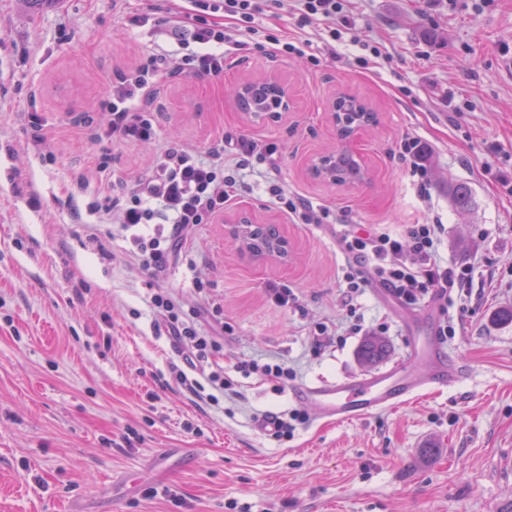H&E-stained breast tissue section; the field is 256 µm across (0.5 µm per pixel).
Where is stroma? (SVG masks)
Listing matches in <instances>:
<instances>
[{"mask_svg": "<svg viewBox=\"0 0 512 512\" xmlns=\"http://www.w3.org/2000/svg\"><path fill=\"white\" fill-rule=\"evenodd\" d=\"M147 7L0 0V512H512V324L491 319L512 306V194L498 182L512 174V0H350V31L335 53L317 39L305 55L225 47L222 79L168 73L150 91L153 141H98L85 116L164 41L153 25L130 24ZM377 43L384 57L358 67L362 46ZM271 67L294 107L248 122L231 105L232 87ZM338 91L379 114L355 146L363 184L309 172L336 146L326 102ZM32 113L47 133V164L31 146ZM238 135L276 146L277 179L324 213L322 223H295L267 180L246 174L220 216L182 232L190 264L155 279L123 260L116 223L80 224L71 213L69 198L94 199L100 153L112 156L113 181L131 184L169 142L202 151ZM408 136L430 159L423 204L400 157ZM452 181L471 187V212L453 208ZM241 214L281 226L288 264L238 249L227 222ZM340 217L392 234L441 223L442 266L474 267L467 298L449 302L444 338L469 375L397 409L327 425L294 399L296 386L364 373L358 351L372 335L390 346L386 366L420 368L410 339L439 322L403 314L370 285L354 302L362 330L349 331ZM271 282L290 288L298 306L272 302ZM156 288L223 325L216 360L237 397L210 407L171 378L176 348L146 304ZM323 327L333 342L317 343ZM253 361L286 364L297 377L238 373ZM294 410L307 422L293 437L261 428L265 416ZM150 487L152 499L143 495Z\"/></svg>", "mask_w": 512, "mask_h": 512, "instance_id": "obj_1", "label": "stroma"}]
</instances>
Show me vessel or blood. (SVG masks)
I'll list each match as a JSON object with an SVG mask.
<instances>
[{
  "mask_svg": "<svg viewBox=\"0 0 512 512\" xmlns=\"http://www.w3.org/2000/svg\"><path fill=\"white\" fill-rule=\"evenodd\" d=\"M412 349L426 363L423 373L396 366L342 381L307 384L297 388L294 397L311 406L318 419L342 424L398 408L420 392L444 390L466 378V370L436 337H413Z\"/></svg>",
  "mask_w": 512,
  "mask_h": 512,
  "instance_id": "obj_1",
  "label": "vessel or blood"
}]
</instances>
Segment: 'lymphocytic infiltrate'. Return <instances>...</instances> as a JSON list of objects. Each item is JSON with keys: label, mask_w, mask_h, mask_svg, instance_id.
<instances>
[{"label": "lymphocytic infiltrate", "mask_w": 512, "mask_h": 512, "mask_svg": "<svg viewBox=\"0 0 512 512\" xmlns=\"http://www.w3.org/2000/svg\"><path fill=\"white\" fill-rule=\"evenodd\" d=\"M345 7L346 0H154L138 21L169 26L176 47L157 49L122 76L99 102L98 138L153 140L156 132L153 113L144 103L146 94L172 71L220 77L225 44L237 34L259 33L255 20L261 15L289 13L296 16L299 27H323L325 48L335 51L336 41L342 38ZM275 152V146L261 148L245 136L229 144H214L204 156L169 145L158 155L149 177L121 196L103 195L86 211L101 223L112 209H119L120 232L130 245L128 254L153 277L172 260L182 259L180 230L210 223L241 191V170L255 162L266 163ZM439 237L436 224L410 225L403 237L343 230L340 243L349 260L343 276L347 297L359 294L372 279L407 306L430 294L442 298L450 290L465 288L470 267H442ZM409 251L417 257L415 264L404 260ZM147 303L165 324L181 357L180 363L170 366L175 381L212 405L233 395V381L225 378L223 367L214 360L220 349L215 328L203 327L199 314H186L169 290L152 292Z\"/></svg>", "instance_id": "lymphocytic-infiltrate-1"}]
</instances>
